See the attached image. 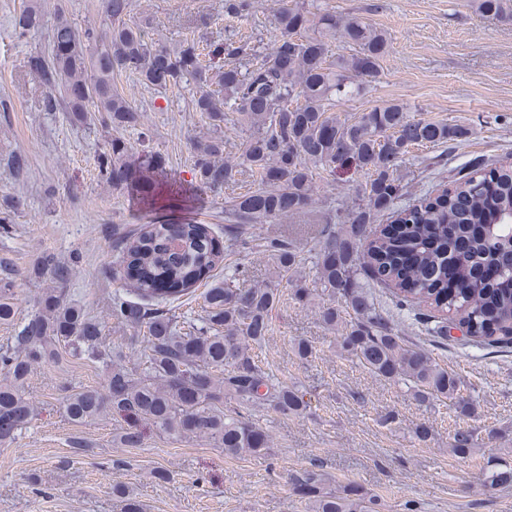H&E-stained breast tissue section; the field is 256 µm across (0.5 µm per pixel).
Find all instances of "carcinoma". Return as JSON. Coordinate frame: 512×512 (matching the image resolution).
Masks as SVG:
<instances>
[{
	"label": "carcinoma",
	"instance_id": "obj_1",
	"mask_svg": "<svg viewBox=\"0 0 512 512\" xmlns=\"http://www.w3.org/2000/svg\"><path fill=\"white\" fill-rule=\"evenodd\" d=\"M128 10L129 0H104L108 32L94 54L84 44L92 32L81 35L66 15L57 16L51 52L30 61L48 90L46 108L60 103L79 119L87 112H108L112 125L134 127L137 110L115 88L116 76L135 73L144 85L157 88L194 83L198 91L192 107L214 129L213 136L193 143L195 178L202 185L218 191L235 181V167L221 162L220 130L227 114H236L237 122L249 127L242 157L259 186L233 201L227 236L235 242H245L243 226L299 213L309 205L310 166L332 173L352 167L364 171L368 181L361 198L330 219L315 262L321 291L331 300L320 317L336 328L341 316L333 300H342L354 318L343 327L341 350L378 376L406 382L422 404L452 398L461 412H471L473 401L460 395L459 380L381 322L360 274L395 288V307L401 313L425 303L443 314L436 325L441 337H448V322L453 321L465 325L467 335L479 342L508 341L512 275L501 273L497 261L509 240L493 238L488 230L512 211V165L471 167L440 194L401 209L398 234L382 230L372 238L370 228L402 190L395 162L414 146L462 141L469 134L463 126L415 118L400 104L374 108L353 122L328 112L332 94L353 97L362 90L358 79L379 74L388 47L382 31L358 19L314 13L305 0H294L278 12L274 54L244 69L226 68L224 58L245 53V45L211 40L202 47L192 39L173 49L150 48L139 28L126 21ZM476 10L506 21L512 18V0H476ZM312 26L339 35L353 53L328 61L323 41L302 36ZM133 150L120 138L108 140L98 155L99 167L113 187H134L143 198L153 199L158 194L154 171L148 164H128ZM119 245L127 269L143 272L133 284L140 301L121 295L112 299L114 316L143 332L145 347L137 367L116 362L120 354L105 347L100 324L66 304L63 289H54L12 342L0 346V371L13 380L0 386V444L15 442L33 417L21 390L31 367L56 360L61 346L68 345L92 361L112 365L107 393L86 389L64 397L70 420L88 423L110 409L129 419L119 433L126 448L142 447L137 421L147 420L175 438H207L227 456L268 454L267 435L244 416L225 414L224 404L269 402L287 416L306 409L295 389L275 381L250 354V346L262 344L270 331L281 289L235 288L236 269L224 276V283L206 289L205 314L177 317L164 305L208 278L224 260L217 241L200 224H153L133 242L121 239ZM265 250L283 271L300 264L286 240L271 239ZM473 447L471 431L453 434L455 455L464 458ZM488 483L492 488L511 484L512 467L492 471ZM297 487L308 512H376L374 500L359 487L326 491L312 471L297 479Z\"/></svg>",
	"mask_w": 512,
	"mask_h": 512
}]
</instances>
